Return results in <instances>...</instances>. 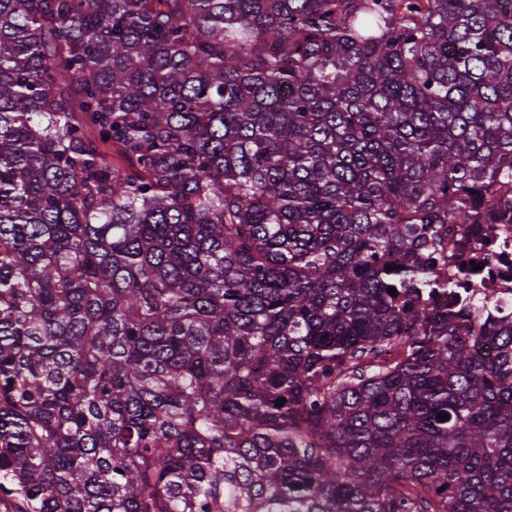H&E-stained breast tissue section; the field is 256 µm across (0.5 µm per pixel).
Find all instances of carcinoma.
<instances>
[{
	"label": "carcinoma",
	"mask_w": 512,
	"mask_h": 512,
	"mask_svg": "<svg viewBox=\"0 0 512 512\" xmlns=\"http://www.w3.org/2000/svg\"><path fill=\"white\" fill-rule=\"evenodd\" d=\"M437 224H512V0H0V501L512 512Z\"/></svg>",
	"instance_id": "cac0c4a2"
}]
</instances>
